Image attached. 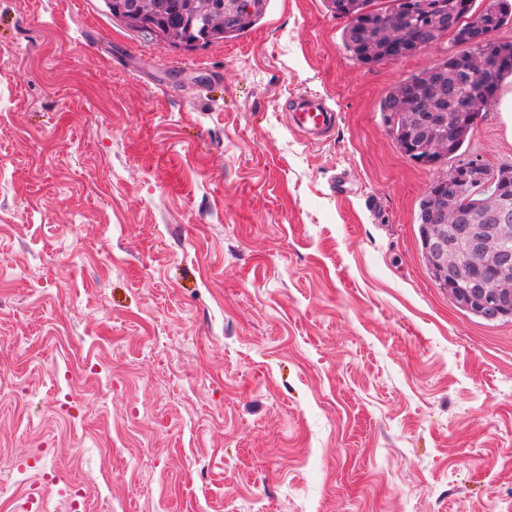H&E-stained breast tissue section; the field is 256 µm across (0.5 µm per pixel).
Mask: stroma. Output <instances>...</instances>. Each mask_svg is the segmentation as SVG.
Returning <instances> with one entry per match:
<instances>
[{"label":"stroma","instance_id":"35a3bbf8","mask_svg":"<svg viewBox=\"0 0 512 512\" xmlns=\"http://www.w3.org/2000/svg\"><path fill=\"white\" fill-rule=\"evenodd\" d=\"M326 0L195 50L0 0V512H512V318L430 277L437 176ZM340 119L312 145L285 105ZM512 81L466 158L512 165Z\"/></svg>","mask_w":512,"mask_h":512}]
</instances>
